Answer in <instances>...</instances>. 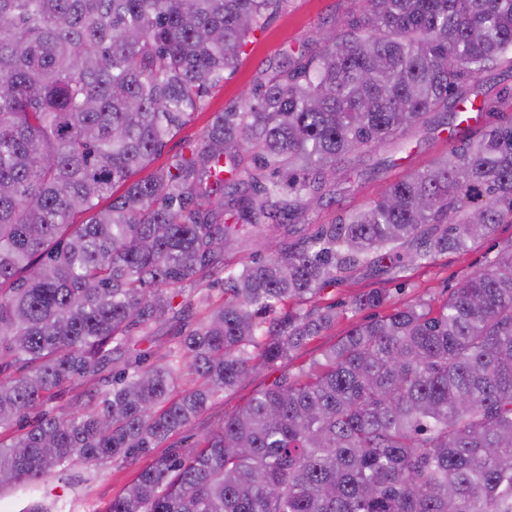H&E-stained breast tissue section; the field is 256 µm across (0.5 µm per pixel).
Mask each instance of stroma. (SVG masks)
<instances>
[{"label":"stroma","instance_id":"stroma-1","mask_svg":"<svg viewBox=\"0 0 512 512\" xmlns=\"http://www.w3.org/2000/svg\"><path fill=\"white\" fill-rule=\"evenodd\" d=\"M352 0H288L285 9L274 14L263 30L251 38L239 67L224 78V84L210 94L203 110L196 112L190 121L164 147L161 161L184 151L189 143L199 139L202 130L210 124L215 113L232 109L244 86L267 79L272 72L299 55H313L317 50L316 35L325 24L341 25L351 19ZM448 130L424 128L417 132L407 151L395 167L380 171L377 176L360 181L353 191L339 193L338 203L328 205L317 216L320 224L331 222L340 210L362 206L373 200L390 182L406 171L423 167L434 156L446 150ZM512 239V224L499 225L497 232L472 248L438 256L428 266L408 270L402 281L389 283L391 306H402L417 299L441 300L448 293L484 267L504 241ZM379 277L358 273L342 283L327 287L320 296L321 304H333L343 309L344 315L323 336L315 338L288 360L256 369L245 382L225 391L207 410L191 424L165 441L161 452L186 451L197 444L211 425L224 416L243 408L258 392L270 387L284 374H297L307 368L321 352L336 343L355 323L373 318L370 309L354 312L350 303L355 295L378 287ZM68 472L82 476L75 487L64 482H51L53 494L59 497V512H96L120 494L133 479L136 468L123 462H109L91 467L73 462Z\"/></svg>","mask_w":512,"mask_h":512}]
</instances>
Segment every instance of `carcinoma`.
<instances>
[{"label":"carcinoma","instance_id":"obj_1","mask_svg":"<svg viewBox=\"0 0 512 512\" xmlns=\"http://www.w3.org/2000/svg\"><path fill=\"white\" fill-rule=\"evenodd\" d=\"M356 2L158 165L288 0H0V432L38 412L0 443V494L28 488L26 512H58L40 488L75 460L145 461L99 512H512V240L447 299L355 324L196 447L153 453L336 325L326 286L512 224V87L478 86L512 64V0ZM472 112L501 118L300 233L339 182L396 165L362 167L372 151ZM388 301L373 288L351 309ZM166 324L164 352L141 347ZM109 381L76 414L41 411Z\"/></svg>","mask_w":512,"mask_h":512}]
</instances>
